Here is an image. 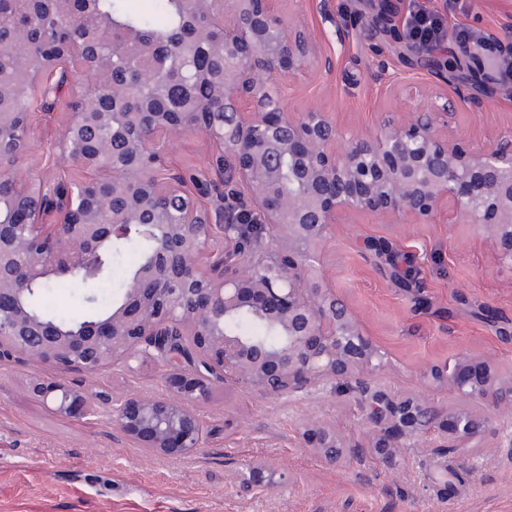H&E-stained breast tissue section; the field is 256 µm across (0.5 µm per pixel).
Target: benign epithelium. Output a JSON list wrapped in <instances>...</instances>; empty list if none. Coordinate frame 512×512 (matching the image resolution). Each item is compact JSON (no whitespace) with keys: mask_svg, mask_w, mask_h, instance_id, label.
I'll return each mask as SVG.
<instances>
[{"mask_svg":"<svg viewBox=\"0 0 512 512\" xmlns=\"http://www.w3.org/2000/svg\"><path fill=\"white\" fill-rule=\"evenodd\" d=\"M211 16L223 34L194 28L193 45L224 57V76L214 94L230 106L224 125L216 113L194 112L179 122L168 112H135L146 133L136 140L120 131L95 139L112 112H79L87 98L117 104L124 95L112 70L126 45L112 43L107 20L95 34L103 49L87 59L75 43L58 59L36 61L28 32L16 31L13 54L25 75V92L43 96L57 74L68 87L60 153L92 185L105 178L109 194L77 204L68 180L22 178L0 166L18 206L0 224V359L26 358L59 370L94 373L112 363L151 357L166 371L168 389L132 394L113 409L121 431L147 452L182 456L203 447L204 423L192 404L232 382L280 397L331 387L341 393L360 374L378 367L379 350L360 332L350 309L322 284L317 247L331 225L348 211L411 216L431 222L446 214L451 224H475L512 265V132L490 146L443 138L438 121L448 101L428 114L382 125L373 139H343L336 124L318 111L289 109L282 83L312 59L304 22L274 14L273 0H186ZM360 21L356 36L386 49L412 69L448 75L459 97L473 107L487 98L512 107V34L468 23L464 13L437 14L429 0H352ZM139 54H180L160 37L135 43ZM279 92L276 106L265 96ZM198 134L211 148L198 182L163 162L171 141ZM296 189L282 190V160ZM177 196L183 207L176 224H160L151 260L122 302L78 329H63L33 315L23 296L29 286L61 268L85 267L105 243L122 237L148 211L150 197L134 190ZM266 320L284 337L279 348L254 345L224 331V320L241 310ZM465 401L512 408V376L463 353L429 375ZM33 397L59 414L95 410L81 388L35 379ZM358 405L372 429L370 447L392 458L405 440L430 427L435 407L364 385ZM448 440L474 448L496 435L494 414L448 410ZM301 437L315 456L333 458L351 446L330 423L307 419ZM335 449L338 454L330 453Z\"/></svg>","mask_w":512,"mask_h":512,"instance_id":"1","label":"benign epithelium"}]
</instances>
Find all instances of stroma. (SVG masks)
Wrapping results in <instances>:
<instances>
[{
	"label": "stroma",
	"mask_w": 512,
	"mask_h": 512,
	"mask_svg": "<svg viewBox=\"0 0 512 512\" xmlns=\"http://www.w3.org/2000/svg\"><path fill=\"white\" fill-rule=\"evenodd\" d=\"M344 0H278L280 16L303 10L313 21L317 56L286 78L288 106L326 113L345 133L375 136L442 96L455 107L443 132L486 145L512 130V108L460 102L452 86L393 60L378 62L369 42L341 44ZM327 14H320V7ZM61 111L39 115L21 173L73 176L55 149ZM380 243L415 266L417 293L404 291L376 258ZM321 273L382 355L369 385L417 397L440 409L461 401L422 376L468 352L500 374L512 372V343L492 319L512 320V266L468 224H424L412 217L351 212L321 248ZM50 378L86 389L93 419L64 416L28 387ZM167 388L162 369L111 364L95 374L59 371L33 360L0 361V512H512V412L497 437L450 451L447 434L407 440L390 460L368 451L371 428L349 396L313 390L272 397L228 383L198 401L208 436L194 453L163 457L131 442L112 418L113 398ZM334 423L359 456L342 463L311 455L303 419Z\"/></svg>",
	"instance_id": "obj_1"
}]
</instances>
